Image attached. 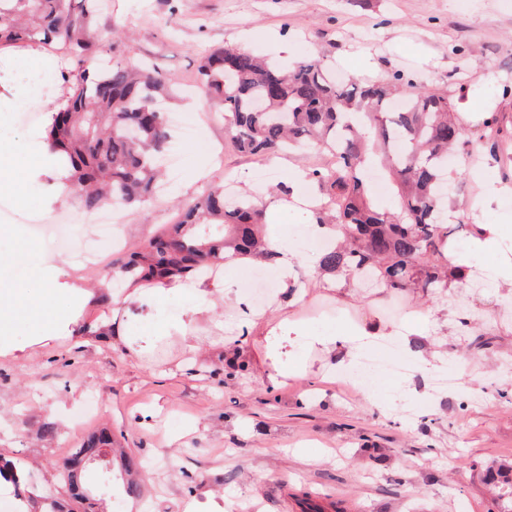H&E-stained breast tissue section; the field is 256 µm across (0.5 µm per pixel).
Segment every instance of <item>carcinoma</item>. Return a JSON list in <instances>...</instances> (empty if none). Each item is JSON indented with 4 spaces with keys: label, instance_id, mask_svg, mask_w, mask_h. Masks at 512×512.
<instances>
[{
    "label": "carcinoma",
    "instance_id": "cac0c4a2",
    "mask_svg": "<svg viewBox=\"0 0 512 512\" xmlns=\"http://www.w3.org/2000/svg\"><path fill=\"white\" fill-rule=\"evenodd\" d=\"M103 7L104 0H0L1 48L47 45L76 62L61 74L65 92L44 142L88 212L141 205L152 195L155 161L169 137L156 100L174 82L143 62L90 64L100 49L94 22ZM198 74L238 151L266 156L313 148L330 156L328 165L309 172L320 189L321 205L311 209L316 223L340 238L322 252L319 270L346 284L370 279L390 291L419 289L426 296L448 287L442 190L448 151L459 147L466 159L475 153L448 94L420 91L401 73L342 84L318 57L285 65L230 47L204 54ZM378 162L400 197L396 214L371 197L365 168ZM264 224L253 196L232 201L221 187H209L148 246L113 260L99 285L111 291L213 274L220 262L251 255L269 262ZM112 444L106 431L94 433L58 470L70 499L87 512L94 503L79 470L103 448L119 456L125 494L138 493L133 475L141 463Z\"/></svg>",
    "mask_w": 512,
    "mask_h": 512
}]
</instances>
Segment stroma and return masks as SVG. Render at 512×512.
<instances>
[{
	"mask_svg": "<svg viewBox=\"0 0 512 512\" xmlns=\"http://www.w3.org/2000/svg\"><path fill=\"white\" fill-rule=\"evenodd\" d=\"M103 62L145 61L176 81L168 111L199 119V140L180 148L165 193L147 206L117 212L125 245L137 246L175 218V207L205 186L235 177L241 190H272L287 167L311 170L325 156L311 149L284 155L273 179L257 182L258 157L237 151L222 120L199 88L203 54L248 48L292 62L308 53L346 77L371 80L402 71L419 87L444 89L471 139L497 116L512 137V0H108L95 24ZM32 47L0 51V145L26 143L15 159L10 192H0V246L13 254L15 287L36 288L41 275L63 266L94 284L112 265L100 252L95 214L72 194L57 191L55 166L43 151L47 114L61 95L50 79L53 57L31 60ZM512 187V140L485 156L476 171L450 184V242L463 244L488 223L473 198L488 178ZM73 224L80 247L96 250L92 265L75 253L28 242L23 229L37 220ZM302 268L307 296L297 312L305 329L341 332L365 319L393 322L392 308L431 313V338L405 353L408 374L398 380L374 371L365 385L328 383L312 359L308 377L267 381L269 324L281 317V286L261 308L265 322L234 340L237 312L218 302L215 321L234 343L197 364L179 338L161 335L169 317L190 305L175 296L162 304L131 303L125 317L132 349L105 338H62L22 361L0 359V457L20 462L40 492L64 497L57 466L87 436L106 428L143 465L139 497L114 493L104 512H177L180 502L223 496L227 512H491L498 490L486 465L512 470V299L499 288L449 286L434 299L365 288L318 287ZM441 352L438 368L419 371L417 352ZM457 384L438 392L434 381ZM377 389L373 407L365 389ZM98 410L87 416L89 398ZM56 436L40 437L43 423Z\"/></svg>",
	"mask_w": 512,
	"mask_h": 512,
	"instance_id": "obj_1",
	"label": "stroma"
}]
</instances>
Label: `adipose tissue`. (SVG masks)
<instances>
[{
	"label": "adipose tissue",
	"mask_w": 512,
	"mask_h": 512,
	"mask_svg": "<svg viewBox=\"0 0 512 512\" xmlns=\"http://www.w3.org/2000/svg\"><path fill=\"white\" fill-rule=\"evenodd\" d=\"M499 214L498 222L479 225L476 234L462 247H450L448 250V265L452 270L469 265L470 262L488 252L496 249L498 240L503 236L504 224L512 219V201L508 200L503 191H496L490 197ZM268 241L275 253L274 264L277 275L282 283H292L296 280V269L306 266L314 269L318 266L320 254L308 250L292 238L278 231L276 225H269ZM255 257L237 259L225 269L220 277H172L164 283L152 287H139L126 294L116 293L102 295L100 291L86 288H66L60 285L58 274H51L42 279L37 290L29 298L38 315L33 322L36 330L33 335L24 341L16 342L10 337L0 336V358L25 359L29 347L45 345L55 340L57 333L74 332L79 335L93 332L103 336H114L116 342L131 345L132 338L124 332H113L111 322L104 319H90L84 317L83 309L91 303L98 305H111L113 314L126 313L127 305L133 301L142 303H158L174 296L187 295L192 299L190 306L184 307L178 315L166 326L167 331L175 332L184 343L185 350L191 359H198L200 348L197 344L201 320L208 316L215 299H223L235 303L240 316V327L251 329L257 324L258 313L246 310L245 298L237 290V273L243 266L255 264ZM65 300L71 310L70 316L55 322H45L43 315L52 310L58 300ZM390 329L389 324L369 319L361 324L352 326L344 335L330 332L300 331L297 339L300 350L296 353V363L292 370L286 371L274 368L269 373L270 384L281 383L285 375L306 376L309 373L305 357L311 353H319L324 357H331L337 349H344L345 356L334 371L337 375H344L355 365V349L357 344H368L374 340L385 337Z\"/></svg>",
	"instance_id": "obj_1"
}]
</instances>
